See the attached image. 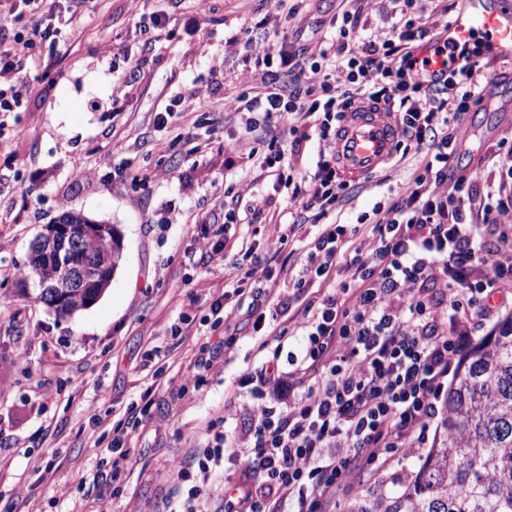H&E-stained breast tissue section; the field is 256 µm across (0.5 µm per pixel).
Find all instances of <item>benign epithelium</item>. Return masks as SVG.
Listing matches in <instances>:
<instances>
[{"label": "benign epithelium", "instance_id": "1", "mask_svg": "<svg viewBox=\"0 0 512 512\" xmlns=\"http://www.w3.org/2000/svg\"><path fill=\"white\" fill-rule=\"evenodd\" d=\"M113 225L98 222L95 224H81L77 227L71 224H46L43 231L33 243L35 254L46 270L55 271L63 275L65 284L56 285L52 291L53 300L48 307L55 310L62 305V299L57 290L66 288H83L85 283L95 280L105 288L112 282V265L100 259L91 261L88 266H76L72 260V251L80 243L79 237L74 235L78 231L82 236H91L102 242L107 248H112Z\"/></svg>", "mask_w": 512, "mask_h": 512}]
</instances>
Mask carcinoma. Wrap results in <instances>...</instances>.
Instances as JSON below:
<instances>
[{"label":"carcinoma","mask_w":512,"mask_h":512,"mask_svg":"<svg viewBox=\"0 0 512 512\" xmlns=\"http://www.w3.org/2000/svg\"><path fill=\"white\" fill-rule=\"evenodd\" d=\"M104 292L82 288L69 306ZM441 427L403 491L361 496L350 512H512V313L459 360Z\"/></svg>","instance_id":"cac0c4a2"}]
</instances>
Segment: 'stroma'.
Wrapping results in <instances>:
<instances>
[{
  "label": "stroma",
  "instance_id": "stroma-1",
  "mask_svg": "<svg viewBox=\"0 0 512 512\" xmlns=\"http://www.w3.org/2000/svg\"><path fill=\"white\" fill-rule=\"evenodd\" d=\"M354 9L381 38L403 18L393 0H303L289 22L275 0H81L57 48L36 46L49 64L45 78L26 108L0 112V512H164L184 456L204 442L211 420L226 417L228 431L247 442L248 414L225 401L237 377L259 365L256 340L238 317L229 348L199 324L226 280L222 262H201L199 241L222 236L225 188L245 201L265 188L242 161L245 117L225 110L224 99L259 86L245 58L262 40L285 36L317 50L331 18ZM160 10L169 25L144 45L140 26ZM481 64L496 79L491 106L468 113L478 145H458L451 163L477 188L502 182L512 193V176L483 159L512 149V60ZM168 107L179 117L158 129L155 116ZM420 160L411 151L358 179L340 219L356 222L375 203L396 200ZM268 209L274 223L231 226L225 251L249 243L274 254V267L295 268L299 254L285 260L275 251L279 225L296 207L280 194ZM65 212L115 224L123 238L110 287L71 316L25 286L31 243ZM183 313L190 324L170 335ZM155 380L170 428L131 434L122 495L84 497L95 476L111 471L91 439L111 434L114 412ZM422 454L411 449L363 474L359 495L396 490Z\"/></svg>",
  "mask_w": 512,
  "mask_h": 512
}]
</instances>
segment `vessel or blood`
I'll list each match as a JSON object with an SVG mask.
<instances>
[{"label": "vessel or blood", "mask_w": 512, "mask_h": 512, "mask_svg": "<svg viewBox=\"0 0 512 512\" xmlns=\"http://www.w3.org/2000/svg\"><path fill=\"white\" fill-rule=\"evenodd\" d=\"M477 31L486 35L491 57L512 59V12L499 7L497 0H467L465 8L449 21L443 39L449 48L459 50ZM399 134L393 118L372 108L348 115L334 143L345 175H370L389 158Z\"/></svg>", "instance_id": "b4317fda"}]
</instances>
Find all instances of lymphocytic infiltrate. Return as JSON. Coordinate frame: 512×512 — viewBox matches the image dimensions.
Wrapping results in <instances>:
<instances>
[{"mask_svg":"<svg viewBox=\"0 0 512 512\" xmlns=\"http://www.w3.org/2000/svg\"><path fill=\"white\" fill-rule=\"evenodd\" d=\"M21 2L28 33L0 37V112L27 102L45 76L35 44L61 33L48 0ZM437 28L419 17L381 39L367 33L360 12H343L318 51L284 39L256 53L261 88L227 99L228 110L250 114L249 154L269 189L242 206L226 200L228 225L255 223L274 193H288L304 223L347 198L351 184L336 168L332 143L345 113L364 103L396 113L403 141L422 161L400 201L374 205L368 245H351L346 225L320 226L293 287L301 295L314 286L323 293L302 310L280 296L275 271L257 257L237 275L232 293L212 301L211 330L236 314L254 333L274 336L259 343L261 364L239 375L233 392L251 417L248 444L218 430L195 447L178 473V512H200L214 500L215 512H331L337 497L357 489L360 473L423 444L438 393L469 349L472 329L493 317L492 295L512 288V247L484 246L494 214L506 211L497 201L502 186L478 191L448 167L460 121L486 95L477 62L483 43L473 40L459 63H442L431 78L418 51L433 43ZM328 69L344 73V84L324 79ZM313 140L315 168L293 180L288 157ZM260 143L270 154L259 155ZM251 279L258 286L245 291ZM435 282L443 284L442 294L433 292ZM245 293L249 302H240ZM293 337L298 352L284 353ZM154 395L147 387L113 425V473L130 464L131 430L149 423L168 429V419L153 410ZM219 470L220 488L213 482Z\"/></svg>","mask_w":512,"mask_h":512,"instance_id":"f902f5d3","label":"lymphocytic infiltrate"}]
</instances>
